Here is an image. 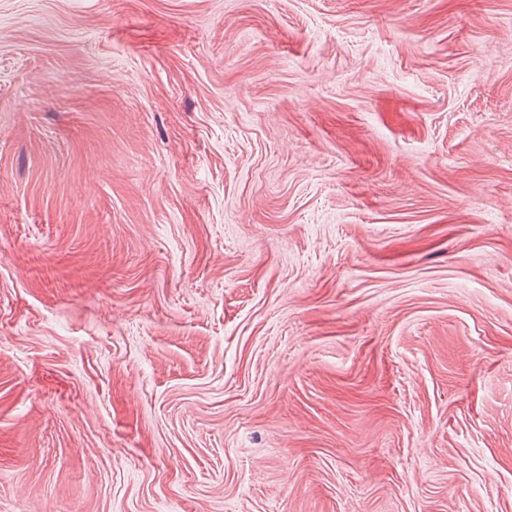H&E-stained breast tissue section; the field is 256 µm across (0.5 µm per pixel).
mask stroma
Returning <instances> with one entry per match:
<instances>
[{
    "instance_id": "35a3bbf8",
    "label": "stroma",
    "mask_w": 512,
    "mask_h": 512,
    "mask_svg": "<svg viewBox=\"0 0 512 512\" xmlns=\"http://www.w3.org/2000/svg\"><path fill=\"white\" fill-rule=\"evenodd\" d=\"M0 512H512V0H0Z\"/></svg>"
}]
</instances>
